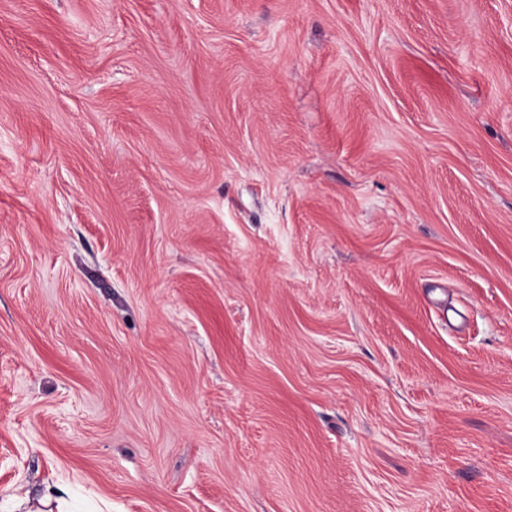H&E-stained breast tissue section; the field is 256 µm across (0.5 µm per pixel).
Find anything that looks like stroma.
<instances>
[{"mask_svg": "<svg viewBox=\"0 0 512 512\" xmlns=\"http://www.w3.org/2000/svg\"><path fill=\"white\" fill-rule=\"evenodd\" d=\"M512 512V0H0V499Z\"/></svg>", "mask_w": 512, "mask_h": 512, "instance_id": "35a3bbf8", "label": "stroma"}]
</instances>
